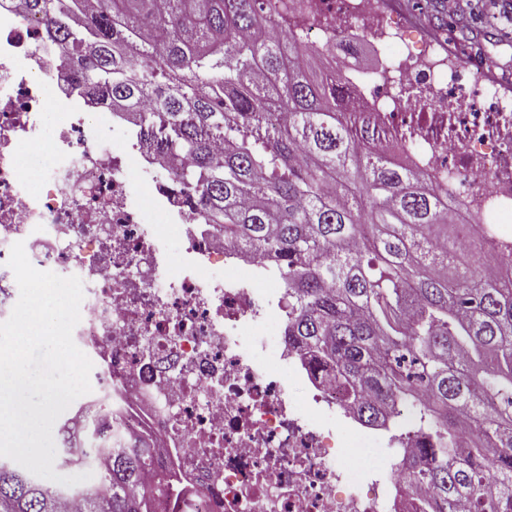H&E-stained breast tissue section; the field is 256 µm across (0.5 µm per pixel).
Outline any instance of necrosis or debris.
I'll return each instance as SVG.
<instances>
[{"label": "necrosis or debris", "mask_w": 512, "mask_h": 512, "mask_svg": "<svg viewBox=\"0 0 512 512\" xmlns=\"http://www.w3.org/2000/svg\"><path fill=\"white\" fill-rule=\"evenodd\" d=\"M289 15L300 53L328 55L338 30L378 48L376 68L353 83L366 147L428 172L457 222L492 226L484 250L497 257L498 240L512 241V83L473 75L442 43L393 22L386 0H292ZM60 58L23 0H0V315L19 299L15 242L35 268L81 279L73 340L93 363L99 410L80 452L117 433L153 447L146 483L172 486L155 512H413L417 497L395 472L419 440L392 450L336 422L346 403L289 342L285 289L257 286L269 257L226 246L175 180L150 182L166 163L139 127L128 125V149L107 148L118 116L88 124ZM51 87L65 110L48 141ZM27 146L52 157L34 177L19 164ZM150 210L182 232L177 273ZM291 378L307 382L303 402L289 400Z\"/></svg>", "instance_id": "1"}]
</instances>
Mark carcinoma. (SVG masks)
I'll return each mask as SVG.
<instances>
[{"label": "carcinoma", "instance_id": "carcinoma-1", "mask_svg": "<svg viewBox=\"0 0 512 512\" xmlns=\"http://www.w3.org/2000/svg\"><path fill=\"white\" fill-rule=\"evenodd\" d=\"M263 0H24L50 17L63 67L86 96L157 130L184 163L181 187L202 199L228 245L275 257L288 295V335L368 426L425 440L398 469L439 512H512V275L483 238L456 223L422 170L358 148L350 81L311 76L292 53L288 15ZM285 111L290 124L277 125ZM224 140L220 154L211 142ZM57 450L61 467L86 455ZM100 479L51 487L0 457V512H153L159 482L132 494L150 450L96 449Z\"/></svg>", "mask_w": 512, "mask_h": 512}]
</instances>
